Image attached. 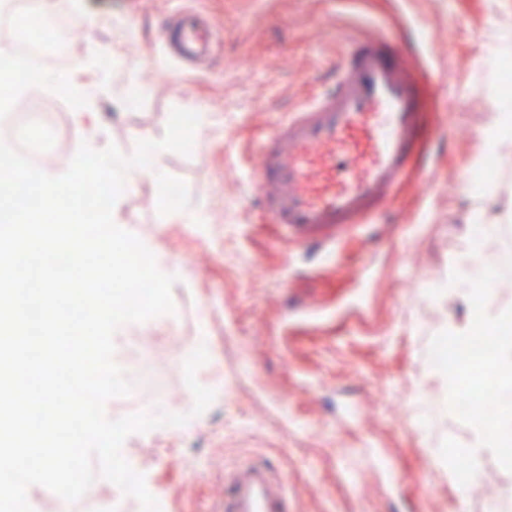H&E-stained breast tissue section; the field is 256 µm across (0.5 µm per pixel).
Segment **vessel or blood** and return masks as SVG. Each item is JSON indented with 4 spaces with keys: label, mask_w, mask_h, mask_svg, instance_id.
<instances>
[{
    "label": "vessel or blood",
    "mask_w": 512,
    "mask_h": 512,
    "mask_svg": "<svg viewBox=\"0 0 512 512\" xmlns=\"http://www.w3.org/2000/svg\"><path fill=\"white\" fill-rule=\"evenodd\" d=\"M216 26L178 14L164 32L170 53L194 66L213 57ZM422 103L417 54L369 29L348 36L333 89L278 123L262 143L251 190L272 223L302 242L337 240L390 204L404 180ZM224 512H290L288 484L255 464L231 483Z\"/></svg>",
    "instance_id": "vessel-or-blood-1"
}]
</instances>
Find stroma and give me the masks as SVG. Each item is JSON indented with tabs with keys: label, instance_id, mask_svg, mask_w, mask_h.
<instances>
[{
	"label": "stroma",
	"instance_id": "1",
	"mask_svg": "<svg viewBox=\"0 0 512 512\" xmlns=\"http://www.w3.org/2000/svg\"><path fill=\"white\" fill-rule=\"evenodd\" d=\"M185 8L208 15L223 34L201 69L171 60L161 35ZM93 19L74 27L76 57L87 39L113 54L86 64L95 83L109 71L97 113L76 126L59 93L73 64L46 68L25 98L43 100L56 131L63 174L88 128L105 121L110 141L132 155L160 137L172 108L198 114L190 156L154 153L117 205L116 222L154 254L159 269L178 266L173 313L129 324L115 360L130 380L148 366L158 387L114 397L108 418L139 412L188 415L185 425L130 434L134 459L164 512H224L229 474L261 460L287 478L293 512H484L488 500L512 512V468L489 457L467 498L449 465L470 447L473 424L455 412L454 391L468 392L503 370L468 365L449 389L440 360L449 318V287L471 290L472 258L512 248V222L471 224L512 194V154L492 175L477 160L489 113L503 106L512 70V0H51L48 15ZM419 40L418 79L425 118L416 157L389 209L344 238L299 243L267 223L249 181L262 139L305 104L334 73L340 38L357 28ZM177 196H168V188ZM196 211L202 223L183 224ZM372 277L357 287L361 267ZM209 360L196 373L215 392L192 415L183 363L198 346ZM36 503L55 512H142L139 502L96 478L69 503L34 485Z\"/></svg>",
	"mask_w": 512,
	"mask_h": 512
}]
</instances>
